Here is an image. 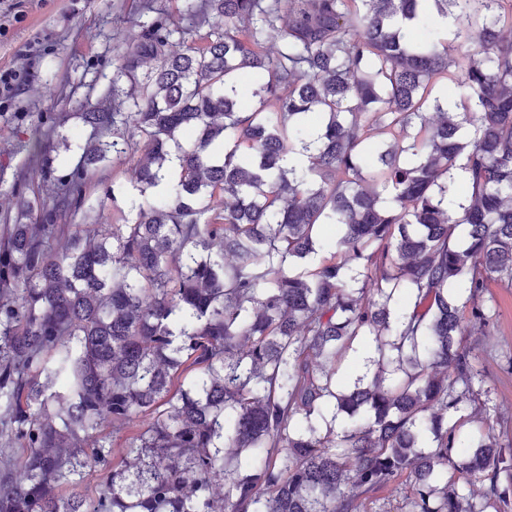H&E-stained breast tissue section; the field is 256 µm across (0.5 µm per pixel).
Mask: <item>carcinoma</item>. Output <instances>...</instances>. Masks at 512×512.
<instances>
[{
	"mask_svg": "<svg viewBox=\"0 0 512 512\" xmlns=\"http://www.w3.org/2000/svg\"><path fill=\"white\" fill-rule=\"evenodd\" d=\"M281 3L142 23L44 222L0 225V512H369L403 483L405 512H512V449L458 450L488 394L464 337L512 284V0ZM433 14L452 38H413ZM137 147L134 187L165 194L54 252L90 169ZM366 339L375 371L343 388ZM87 468L97 495L63 494Z\"/></svg>",
	"mask_w": 512,
	"mask_h": 512,
	"instance_id": "carcinoma-1",
	"label": "carcinoma"
}]
</instances>
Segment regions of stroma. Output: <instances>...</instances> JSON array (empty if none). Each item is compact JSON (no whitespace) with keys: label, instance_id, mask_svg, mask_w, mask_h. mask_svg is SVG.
Returning a JSON list of instances; mask_svg holds the SVG:
<instances>
[{"label":"stroma","instance_id":"stroma-1","mask_svg":"<svg viewBox=\"0 0 512 512\" xmlns=\"http://www.w3.org/2000/svg\"><path fill=\"white\" fill-rule=\"evenodd\" d=\"M141 0H25L20 12L0 21V68L19 71L11 98L0 99V218L29 223L21 198L53 193L79 160L78 145L91 130L81 118L86 104H112L113 60L140 33L132 25ZM50 115L56 128L46 164L29 159ZM138 157L109 156L89 175L83 207L70 224H118L129 210L128 195L113 184H129ZM485 300L495 315L483 338L481 365L490 388L487 423L503 446L512 448V287L490 283Z\"/></svg>","mask_w":512,"mask_h":512}]
</instances>
